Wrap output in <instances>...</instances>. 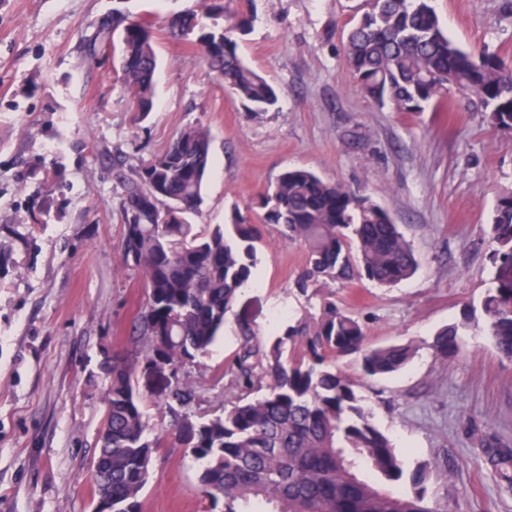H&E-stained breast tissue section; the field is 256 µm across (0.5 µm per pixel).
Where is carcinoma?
<instances>
[{"label": "carcinoma", "mask_w": 512, "mask_h": 512, "mask_svg": "<svg viewBox=\"0 0 512 512\" xmlns=\"http://www.w3.org/2000/svg\"><path fill=\"white\" fill-rule=\"evenodd\" d=\"M432 0H370V10L349 31L347 66L359 91L397 112H424L461 91L487 113L498 131L512 134V64L495 53H470L440 25ZM218 23L200 26L197 13L170 19L176 38L193 31L206 61L224 86L254 114L276 104V89L238 52L247 16L224 6L208 7ZM152 22L132 21L116 11L84 36L89 54L113 37L120 41L119 66L133 111L154 110L157 55ZM210 159V133L185 128L167 149L137 165L113 160L122 189L124 220L121 267L143 277L147 300L136 317V345L102 363L107 388L104 417L91 469L98 493L111 512H142L141 493L150 477L154 450L172 437L201 462L204 497L223 512H448L426 495L428 465L406 473L392 439L372 422L354 382L336 369L339 356L356 355L369 377L401 371L414 355L410 343L371 347L355 313L321 299L308 314L271 341H262L244 320L240 350L223 376L226 388L246 396L224 404L205 420L190 368L207 354L224 328L225 314L252 280L257 229L237 215L227 231H198L189 215L203 203ZM175 204L182 221L162 224L163 206ZM268 224L284 228L290 242L307 249L298 281L307 291L318 282L343 286L366 279L391 287L409 279L418 263L410 243L389 214L370 197L306 168L289 169L260 197ZM490 230L494 256L512 257V190L496 201ZM483 332L500 356L512 360V288L482 298ZM464 322L433 336L443 363L460 351ZM151 401L166 409L169 423L154 431L145 414ZM490 462L512 486V448L494 445ZM409 480L412 490L395 485Z\"/></svg>", "instance_id": "cac0c4a2"}]
</instances>
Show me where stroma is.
Wrapping results in <instances>:
<instances>
[{
    "label": "stroma",
    "mask_w": 512,
    "mask_h": 512,
    "mask_svg": "<svg viewBox=\"0 0 512 512\" xmlns=\"http://www.w3.org/2000/svg\"><path fill=\"white\" fill-rule=\"evenodd\" d=\"M449 37L512 60V0H433ZM202 0H0V512H92L91 463L103 419L105 356L130 348L146 301L122 270L121 187L112 158L146 160L186 127L211 138L204 202L190 218L209 230L240 215L258 227L253 283L192 368L196 416L224 411L219 376L240 348L237 320L260 338L313 310L321 295L355 309L372 346L413 343L404 371L356 384L376 427L407 469L431 465L428 492L448 512H512L485 450L512 445V361L478 331L441 363L430 343L496 287L489 234L499 191L512 188V134L485 113L398 112L357 90L346 66L349 28L366 0H224L250 16L239 53L278 91L275 108L247 112L203 59L170 37L174 13ZM151 16L158 57L155 108L134 112L111 45L87 57L100 18ZM303 167L370 196L419 261L392 288L369 281L301 293L305 248L262 223L260 194ZM200 465L175 441L156 449L142 512H209Z\"/></svg>",
    "instance_id": "obj_1"
}]
</instances>
